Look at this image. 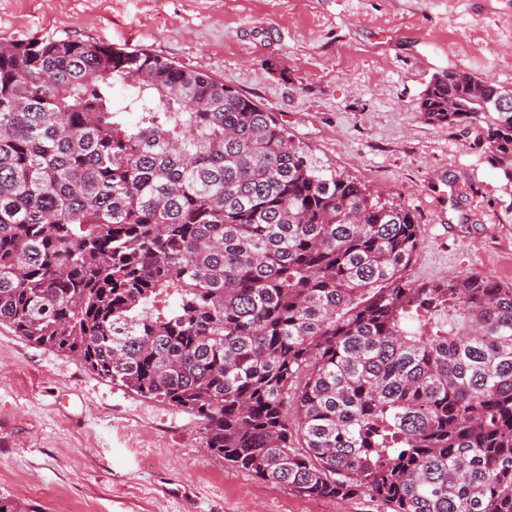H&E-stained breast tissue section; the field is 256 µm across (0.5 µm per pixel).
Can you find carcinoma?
I'll return each instance as SVG.
<instances>
[{"label": "carcinoma", "instance_id": "obj_1", "mask_svg": "<svg viewBox=\"0 0 512 512\" xmlns=\"http://www.w3.org/2000/svg\"><path fill=\"white\" fill-rule=\"evenodd\" d=\"M420 108L480 125L512 188V90L450 69ZM421 241L206 73L0 42V325L193 415L234 469L385 512H512V286L418 284Z\"/></svg>", "mask_w": 512, "mask_h": 512}]
</instances>
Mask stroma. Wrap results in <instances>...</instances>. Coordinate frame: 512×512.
Returning <instances> with one entry per match:
<instances>
[{
  "instance_id": "35a3bbf8",
  "label": "stroma",
  "mask_w": 512,
  "mask_h": 512,
  "mask_svg": "<svg viewBox=\"0 0 512 512\" xmlns=\"http://www.w3.org/2000/svg\"><path fill=\"white\" fill-rule=\"evenodd\" d=\"M147 49L273 112L326 169L413 212L427 283L512 286V195L479 125L427 121L434 76L512 89V0H0V41ZM45 512H381L315 500L205 452L197 420L0 326V493Z\"/></svg>"
}]
</instances>
